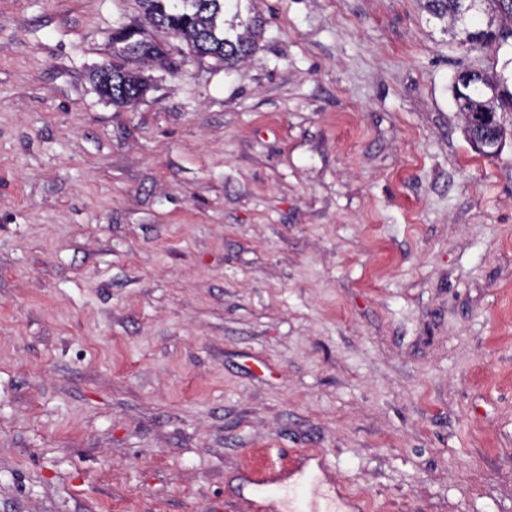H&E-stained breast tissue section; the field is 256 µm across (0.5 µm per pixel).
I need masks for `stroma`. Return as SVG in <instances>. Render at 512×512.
Listing matches in <instances>:
<instances>
[{"mask_svg":"<svg viewBox=\"0 0 512 512\" xmlns=\"http://www.w3.org/2000/svg\"><path fill=\"white\" fill-rule=\"evenodd\" d=\"M227 67L91 75L136 0H0V512H512V112L420 0H243ZM483 76V70L466 69L459 73V77L464 85L470 89L479 86ZM482 88L485 87L480 86L478 89H471L465 92L458 84V77L452 85L454 101L465 118V132L471 142L474 141L478 134V129L485 128L480 126L478 122L483 114L496 113L489 115V120L492 121L491 125L498 124L500 120L497 118V108L505 110L508 107L512 109V94L510 92L508 97H506L507 91L505 87L502 92L487 88H485L487 90L483 91ZM285 451L278 449L276 453L269 452L266 465L261 470L253 469L245 473L246 482L253 485L255 496L246 503L247 511H266V496L271 491L273 485H277L282 480V474L286 468L283 462Z\"/></svg>","mask_w":512,"mask_h":512,"instance_id":"35a3bbf8","label":"stroma"}]
</instances>
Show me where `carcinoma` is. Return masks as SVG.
Here are the masks:
<instances>
[{"mask_svg": "<svg viewBox=\"0 0 512 512\" xmlns=\"http://www.w3.org/2000/svg\"><path fill=\"white\" fill-rule=\"evenodd\" d=\"M142 19L124 25L111 38L127 41V51L92 72L97 94L117 106H125L144 97L149 89L145 77L132 68L134 63H156L171 70L174 61L162 46L147 39L154 29L166 30L183 40L199 56H211L232 66L251 55L256 38L262 31L261 17L240 19L241 0H138ZM492 5L494 16L487 29L472 31L466 19L478 18L484 4ZM427 12L447 23L453 37L470 42L487 39L495 18L512 24V0H424ZM454 101L466 121L465 132L474 140L480 129L479 119L497 109H512V94L504 91L472 89L463 91L458 82L452 85Z\"/></svg>", "mask_w": 512, "mask_h": 512, "instance_id": "obj_1", "label": "carcinoma"}]
</instances>
